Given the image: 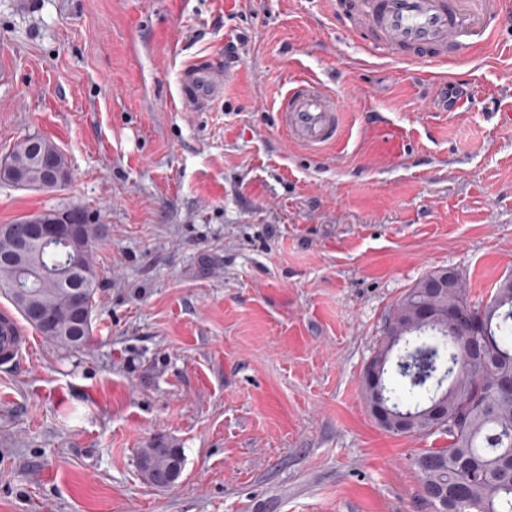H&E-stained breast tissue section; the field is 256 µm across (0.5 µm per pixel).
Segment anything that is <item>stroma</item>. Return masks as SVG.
Returning a JSON list of instances; mask_svg holds the SVG:
<instances>
[{
	"label": "stroma",
	"mask_w": 512,
	"mask_h": 512,
	"mask_svg": "<svg viewBox=\"0 0 512 512\" xmlns=\"http://www.w3.org/2000/svg\"><path fill=\"white\" fill-rule=\"evenodd\" d=\"M206 59L224 91L184 111ZM298 77L345 143L289 141L273 102ZM508 111V43L435 81L331 0H0V157L38 135L68 165L53 191L0 184V226L58 204L102 226L89 344L0 368V512H433L412 459L447 435L380 428L360 380L423 277L476 305L512 278ZM159 439L185 454L167 488L137 469Z\"/></svg>",
	"instance_id": "obj_1"
}]
</instances>
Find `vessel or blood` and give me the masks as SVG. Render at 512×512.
I'll return each mask as SVG.
<instances>
[{
	"mask_svg": "<svg viewBox=\"0 0 512 512\" xmlns=\"http://www.w3.org/2000/svg\"><path fill=\"white\" fill-rule=\"evenodd\" d=\"M335 11L373 56L433 68L512 34V0H335ZM223 87L222 64L193 66L186 72L183 110L205 109ZM277 116L292 141L313 151L339 143L346 131V114L333 92L303 78L279 97ZM32 345L15 313L1 309L0 366L21 362Z\"/></svg>",
	"mask_w": 512,
	"mask_h": 512,
	"instance_id": "obj_1",
	"label": "vessel or blood"
}]
</instances>
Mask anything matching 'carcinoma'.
<instances>
[{
	"instance_id": "obj_1",
	"label": "carcinoma",
	"mask_w": 512,
	"mask_h": 512,
	"mask_svg": "<svg viewBox=\"0 0 512 512\" xmlns=\"http://www.w3.org/2000/svg\"><path fill=\"white\" fill-rule=\"evenodd\" d=\"M54 151L57 146L40 136L23 140L8 154L9 167L0 171V182L20 189L41 190L38 164L26 150L29 141ZM51 210L19 218L0 227V255L11 251L18 234L28 223L46 220ZM84 224L83 264L71 288L87 294L89 310L96 312L99 274L92 259V248L101 236V225L80 211ZM68 248L57 246L34 259L28 272L0 263V290L10 299L28 325L41 335L71 350L83 348L93 326L66 334L60 327L69 321L66 288L43 285L45 270L60 269L66 263ZM443 271H435L405 292L393 313L402 335L381 345L364 370L362 387L368 405L380 403L391 415L381 424L400 436L448 433V447L427 448L413 459V467L422 492L434 512H512V477L505 456L512 448V391L503 386V378L512 375V279L501 281L491 299L475 307L480 321L476 330L483 337L473 349L468 335H455L442 323L453 307L472 305L460 276L448 271L450 282L441 291L430 283ZM26 281L28 299L37 309L50 311L59 327L41 326L28 320L27 309L18 301L11 285ZM426 306L435 322H413L414 311ZM396 355L395 373L399 381H385L387 364ZM148 461L155 472L151 485L160 482L172 467L184 464L182 449L151 443L138 449L137 463Z\"/></svg>"
}]
</instances>
